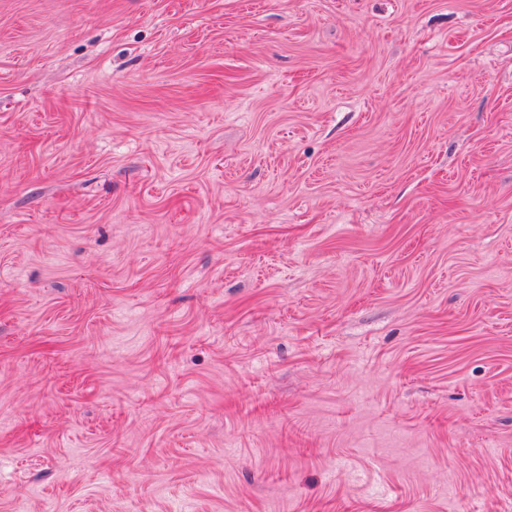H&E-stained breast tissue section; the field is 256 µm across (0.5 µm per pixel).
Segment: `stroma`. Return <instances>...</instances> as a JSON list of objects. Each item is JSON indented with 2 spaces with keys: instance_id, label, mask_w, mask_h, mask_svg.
Segmentation results:
<instances>
[{
  "instance_id": "35a3bbf8",
  "label": "stroma",
  "mask_w": 512,
  "mask_h": 512,
  "mask_svg": "<svg viewBox=\"0 0 512 512\" xmlns=\"http://www.w3.org/2000/svg\"><path fill=\"white\" fill-rule=\"evenodd\" d=\"M0 512H512V0H0Z\"/></svg>"
}]
</instances>
